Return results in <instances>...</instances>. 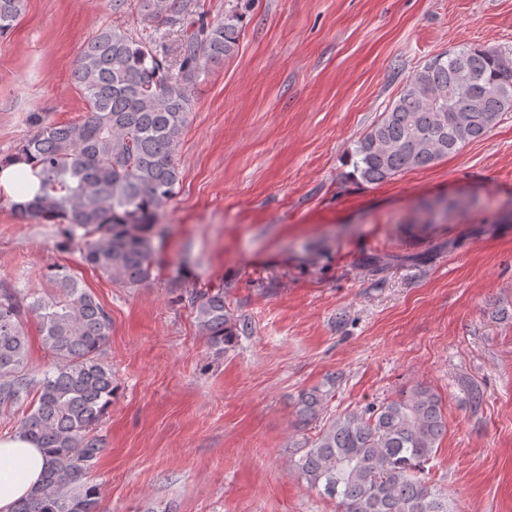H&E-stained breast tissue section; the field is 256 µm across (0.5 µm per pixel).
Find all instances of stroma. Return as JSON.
<instances>
[{"label": "stroma", "mask_w": 512, "mask_h": 512, "mask_svg": "<svg viewBox=\"0 0 512 512\" xmlns=\"http://www.w3.org/2000/svg\"><path fill=\"white\" fill-rule=\"evenodd\" d=\"M242 16L234 53L189 80L152 280L84 264L65 227L0 193V290L52 266L109 311V449L90 474L106 512H339L294 463L333 416L416 387L447 430L428 466L454 512H512V111L427 168L379 182L359 141L407 80L461 45L512 53V0H196ZM149 36L140 0H25L0 36V158L33 117L74 122L72 73L107 26ZM463 199L437 223L421 203ZM223 289L241 330L214 343L189 300ZM482 399L472 404L471 389ZM323 396L315 417L302 393Z\"/></svg>", "instance_id": "obj_1"}]
</instances>
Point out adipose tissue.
I'll return each instance as SVG.
<instances>
[{
	"instance_id": "obj_1",
	"label": "adipose tissue",
	"mask_w": 512,
	"mask_h": 512,
	"mask_svg": "<svg viewBox=\"0 0 512 512\" xmlns=\"http://www.w3.org/2000/svg\"><path fill=\"white\" fill-rule=\"evenodd\" d=\"M46 466L42 449L22 435L0 437V512L16 504L39 484Z\"/></svg>"
}]
</instances>
